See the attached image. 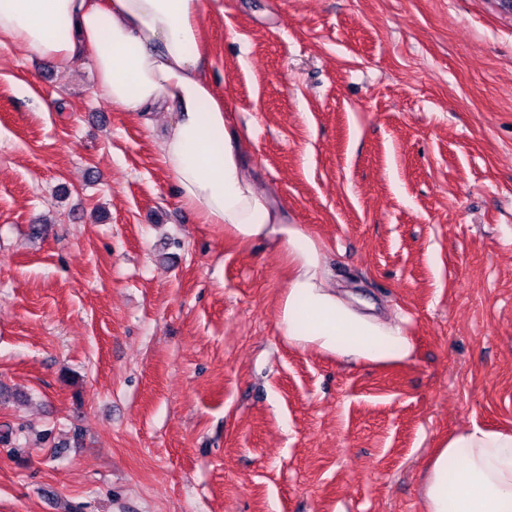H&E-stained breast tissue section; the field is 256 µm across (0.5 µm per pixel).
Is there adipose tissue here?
<instances>
[{"mask_svg": "<svg viewBox=\"0 0 512 512\" xmlns=\"http://www.w3.org/2000/svg\"><path fill=\"white\" fill-rule=\"evenodd\" d=\"M205 0H0V43L59 64L86 57L123 112H169L163 163L181 206L288 265L277 328L290 347L350 364L403 365L406 320L336 287L326 246L260 185L248 142L200 74ZM425 512H512V429L459 428L435 449Z\"/></svg>", "mask_w": 512, "mask_h": 512, "instance_id": "obj_1", "label": "adipose tissue"}]
</instances>
